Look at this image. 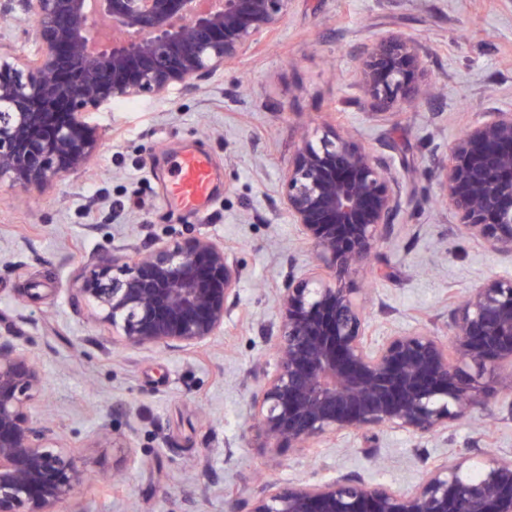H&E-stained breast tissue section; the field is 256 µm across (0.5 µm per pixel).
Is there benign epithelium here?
Returning <instances> with one entry per match:
<instances>
[{
    "label": "benign epithelium",
    "instance_id": "benign-epithelium-1",
    "mask_svg": "<svg viewBox=\"0 0 512 512\" xmlns=\"http://www.w3.org/2000/svg\"><path fill=\"white\" fill-rule=\"evenodd\" d=\"M290 0H0L32 21L41 53L0 80V172L23 189L45 188L83 169L99 146L89 112L179 84L198 90L278 25ZM418 42L377 38L360 84L377 108L427 94ZM459 223L495 252H512V111L466 128L437 168ZM388 167L352 137L302 141L281 181L292 223L317 268L288 274L277 295L273 357L259 368L252 403L258 432L275 446L313 448L343 432L385 427L415 435L486 405L485 369L512 391V280L466 294L452 344L427 331L376 338L354 291L342 286L387 235L400 208ZM239 261L212 238L161 242L147 252H93L75 299L117 336L98 344L195 350L224 331L238 293ZM469 361L472 375L459 366ZM43 370L28 342L0 337V512H83L79 491L92 468L39 414ZM115 439L102 418L94 448ZM469 456L429 469L410 492L340 477L264 488L248 512H512V459L488 454L477 478Z\"/></svg>",
    "mask_w": 512,
    "mask_h": 512
}]
</instances>
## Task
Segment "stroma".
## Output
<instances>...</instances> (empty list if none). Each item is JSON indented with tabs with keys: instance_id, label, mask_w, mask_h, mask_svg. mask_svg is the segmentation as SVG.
<instances>
[{
	"instance_id": "obj_1",
	"label": "stroma",
	"mask_w": 512,
	"mask_h": 512,
	"mask_svg": "<svg viewBox=\"0 0 512 512\" xmlns=\"http://www.w3.org/2000/svg\"><path fill=\"white\" fill-rule=\"evenodd\" d=\"M415 38L423 82L441 89L388 109L358 84L355 59L378 35ZM14 15H0V63L34 56ZM512 109V0H291L287 17L192 93L114 102L85 120L100 142L86 167L24 191L0 174V336L31 339L45 373L46 416L94 468L86 512H246L232 495L272 484L359 478L401 492L430 464L470 451L512 458V391L448 430L385 428L320 447L276 448L254 428L255 369L273 355L274 296L314 262L292 224L280 179L302 138L350 130L391 169L401 211L368 264L352 271L375 335L424 329L452 339L461 298L489 277L512 278V253L464 234L426 172L464 129ZM209 156L216 191L197 211L168 202L185 152ZM206 235L243 265L224 331L190 352L95 348L110 326L69 305L91 251ZM111 414L116 448L92 436Z\"/></svg>"
}]
</instances>
